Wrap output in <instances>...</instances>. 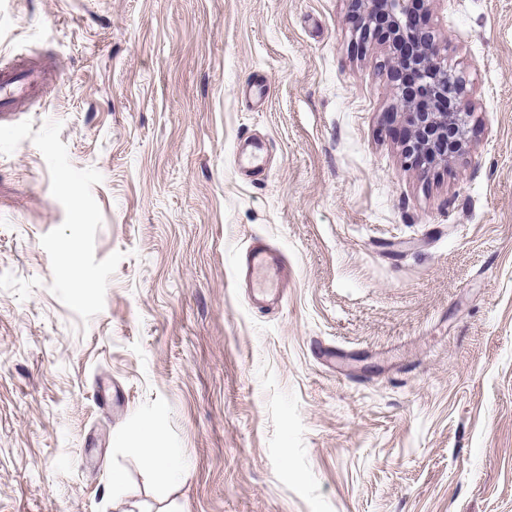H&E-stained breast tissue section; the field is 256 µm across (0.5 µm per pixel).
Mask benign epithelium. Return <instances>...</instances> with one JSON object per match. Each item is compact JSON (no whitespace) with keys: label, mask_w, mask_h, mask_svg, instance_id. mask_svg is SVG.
Wrapping results in <instances>:
<instances>
[{"label":"benign epithelium","mask_w":512,"mask_h":512,"mask_svg":"<svg viewBox=\"0 0 512 512\" xmlns=\"http://www.w3.org/2000/svg\"><path fill=\"white\" fill-rule=\"evenodd\" d=\"M358 2L362 12L353 29L356 41L365 44L375 32L386 31L392 44L405 46L404 53L388 58L389 69L414 75V82L398 83L392 107L408 128L406 159L423 171L448 166L463 151L474 116L463 77L448 66L432 31L417 23L419 0Z\"/></svg>","instance_id":"1"}]
</instances>
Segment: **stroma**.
I'll return each mask as SVG.
<instances>
[{
  "label": "stroma",
  "instance_id": "1",
  "mask_svg": "<svg viewBox=\"0 0 512 512\" xmlns=\"http://www.w3.org/2000/svg\"><path fill=\"white\" fill-rule=\"evenodd\" d=\"M423 13L475 112L426 173L354 0H0L57 73L0 129V512H512V0ZM250 274L257 277L263 273L285 276L279 257L272 248L263 242L253 243L246 253Z\"/></svg>",
  "mask_w": 512,
  "mask_h": 512
}]
</instances>
